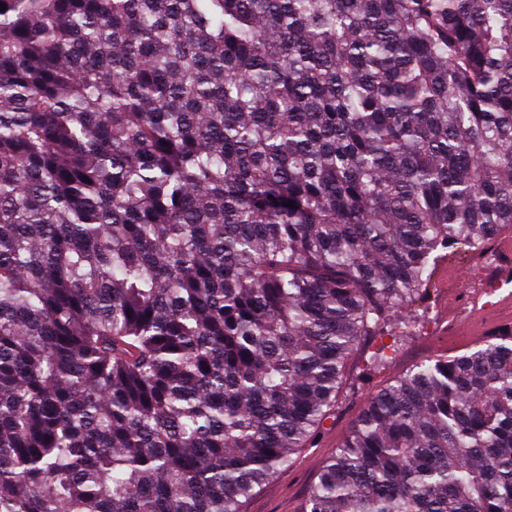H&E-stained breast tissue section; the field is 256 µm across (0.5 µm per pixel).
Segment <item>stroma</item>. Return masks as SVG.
Here are the masks:
<instances>
[{
    "label": "stroma",
    "instance_id": "35a3bbf8",
    "mask_svg": "<svg viewBox=\"0 0 512 512\" xmlns=\"http://www.w3.org/2000/svg\"><path fill=\"white\" fill-rule=\"evenodd\" d=\"M447 263L449 268L462 272L463 278L458 282L449 281L444 288H431L427 299L420 305L425 316L442 310L444 298L454 295L457 287L472 289L479 287L483 281L482 275L475 272V260L468 251L462 249L454 252ZM471 344V339L463 336H445L434 332L430 324L420 326L414 336L402 341L393 363L364 385L356 399L342 405L334 418L327 422L324 433L313 447L299 449L287 469L280 471L269 483L256 489L251 497L243 501L241 512H300L322 462L337 452L370 395L397 379L412 365L435 354H459Z\"/></svg>",
    "mask_w": 512,
    "mask_h": 512
}]
</instances>
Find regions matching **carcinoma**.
<instances>
[{"instance_id":"cac0c4a2","label":"carcinoma","mask_w":512,"mask_h":512,"mask_svg":"<svg viewBox=\"0 0 512 512\" xmlns=\"http://www.w3.org/2000/svg\"><path fill=\"white\" fill-rule=\"evenodd\" d=\"M0 4V512H240L512 230V0ZM302 512H512V333Z\"/></svg>"}]
</instances>
